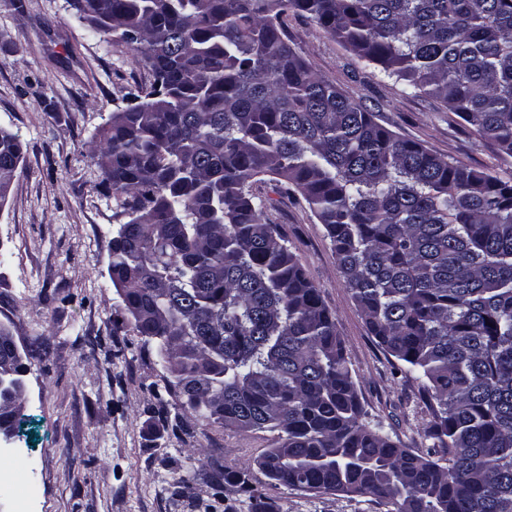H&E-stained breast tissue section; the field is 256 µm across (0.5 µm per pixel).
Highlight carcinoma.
I'll list each match as a JSON object with an SVG mask.
<instances>
[{
    "instance_id": "obj_1",
    "label": "carcinoma",
    "mask_w": 512,
    "mask_h": 512,
    "mask_svg": "<svg viewBox=\"0 0 512 512\" xmlns=\"http://www.w3.org/2000/svg\"><path fill=\"white\" fill-rule=\"evenodd\" d=\"M148 83L98 128L109 275L165 390L206 423L281 433L272 481L396 512H512V177L376 121L288 43V17L431 95L512 156V0H77ZM22 172L0 131V202ZM273 184L323 224L377 344L418 374L431 451L363 420L336 317ZM261 505L250 468L214 480Z\"/></svg>"
}]
</instances>
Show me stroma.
Returning <instances> with one entry per match:
<instances>
[{
  "label": "stroma",
  "mask_w": 512,
  "mask_h": 512,
  "mask_svg": "<svg viewBox=\"0 0 512 512\" xmlns=\"http://www.w3.org/2000/svg\"><path fill=\"white\" fill-rule=\"evenodd\" d=\"M0 0V131L18 136L24 171L0 204V328L16 340L26 372L25 423L0 446V468L18 479L13 498L37 489L33 512H254L232 488L216 499L205 472L252 470L270 512H394L370 495L349 498L270 481L257 464L277 432H240L196 420L164 389L169 372L123 326L109 277L116 231L112 200L98 192L91 141L148 82L134 53L95 34L67 0ZM292 45L312 69L374 112L397 135L438 155L502 176L498 154L437 99L416 93L303 17L288 19ZM306 276L336 317L366 420L404 448L427 452L431 416L418 380L376 343L347 290L322 224L304 200L278 197L271 215ZM185 430L176 432L173 419ZM189 488L175 495L174 481Z\"/></svg>",
  "instance_id": "1"
}]
</instances>
